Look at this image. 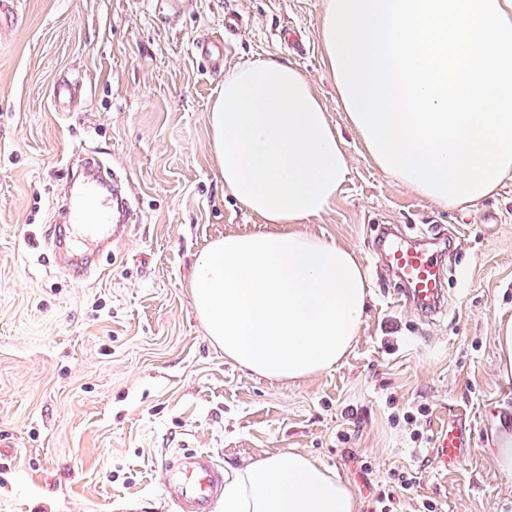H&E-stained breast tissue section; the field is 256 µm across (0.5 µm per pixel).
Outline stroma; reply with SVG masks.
<instances>
[{"label":"stroma","mask_w":512,"mask_h":512,"mask_svg":"<svg viewBox=\"0 0 512 512\" xmlns=\"http://www.w3.org/2000/svg\"><path fill=\"white\" fill-rule=\"evenodd\" d=\"M0 27V512H169L158 464L203 448L239 469L310 455L346 481L361 512H512L495 450L512 433V376L494 340L512 320V179L445 209L383 173L341 108L323 60L325 0H14ZM242 24L225 69L265 59L299 69L350 155L332 209L306 224L361 260L369 299L336 367L276 381L225 358L194 307L190 277L215 239L261 229L225 194L209 148L224 85L195 41ZM78 83L58 99L61 81ZM99 151L126 173L140 218L81 281L55 267L58 181ZM381 224L452 234L456 270L434 320L393 302L372 247ZM413 413L416 424L405 422ZM471 445L445 469L432 451L449 417ZM414 484L403 489L399 475Z\"/></svg>","instance_id":"1"}]
</instances>
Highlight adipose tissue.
<instances>
[{
	"label": "adipose tissue",
	"mask_w": 512,
	"mask_h": 512,
	"mask_svg": "<svg viewBox=\"0 0 512 512\" xmlns=\"http://www.w3.org/2000/svg\"><path fill=\"white\" fill-rule=\"evenodd\" d=\"M323 54L338 100L389 177L442 207L512 177V0H326ZM224 190L269 224L212 242L190 292L227 359L276 380L334 368L368 298L357 255L302 226L331 209L350 157L291 64L237 66L210 112ZM351 484L299 452L224 471V512H360Z\"/></svg>",
	"instance_id": "obj_1"
}]
</instances>
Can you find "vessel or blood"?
Segmentation results:
<instances>
[{"label":"vessel or blood","mask_w":512,"mask_h":512,"mask_svg":"<svg viewBox=\"0 0 512 512\" xmlns=\"http://www.w3.org/2000/svg\"><path fill=\"white\" fill-rule=\"evenodd\" d=\"M235 23L225 22V38H201L195 45L196 55L212 69H222L224 54L231 41ZM90 176L79 195L62 191L60 208L74 213L69 238L54 242L53 251L61 269L71 278L80 280L95 269L101 252L120 238L124 225L113 223L112 212L116 195L123 192V181L95 156L82 157ZM439 236L434 226H427L420 237L413 238L383 230L378 241L380 257L399 279L402 288L397 303L412 307L430 318L443 308L446 299L442 259L434 247ZM470 433L455 423L441 430L435 441L436 453L442 466L455 465L460 449L469 447ZM162 487L173 512H215L224 498V466L210 452L184 448L166 456L160 464Z\"/></svg>","instance_id":"vessel-or-blood-1"}]
</instances>
